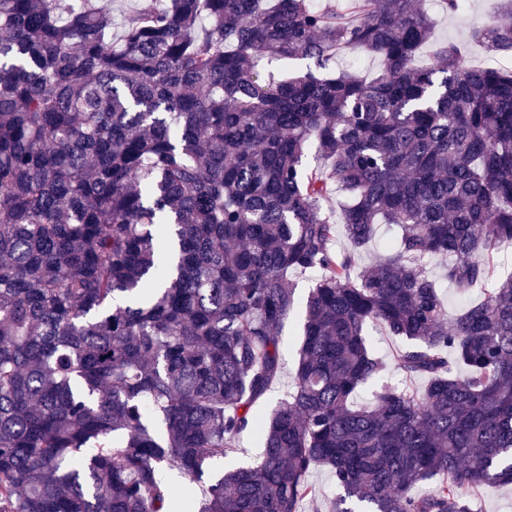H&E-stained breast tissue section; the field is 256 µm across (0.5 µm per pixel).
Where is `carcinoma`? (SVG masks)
I'll return each instance as SVG.
<instances>
[{
    "mask_svg": "<svg viewBox=\"0 0 512 512\" xmlns=\"http://www.w3.org/2000/svg\"><path fill=\"white\" fill-rule=\"evenodd\" d=\"M424 2L140 0L114 40L107 0H0V512H172L164 470L207 483L184 512H303L318 465L331 512L512 484V68L432 44ZM470 41L512 56V23ZM352 47L371 80L328 70ZM374 323L426 385L358 407ZM246 430L259 460L212 474ZM299 335V312L295 310L289 318L285 320L282 327L284 371L280 380L273 386L267 396L258 403V412L262 415L269 413L293 386L295 376L294 356L299 342ZM309 480L322 488L325 497L323 500L307 505L305 512H328L331 499L336 493V485L332 473L325 466L315 467L309 473Z\"/></svg>",
    "mask_w": 512,
    "mask_h": 512,
    "instance_id": "cac0c4a2",
    "label": "carcinoma"
}]
</instances>
